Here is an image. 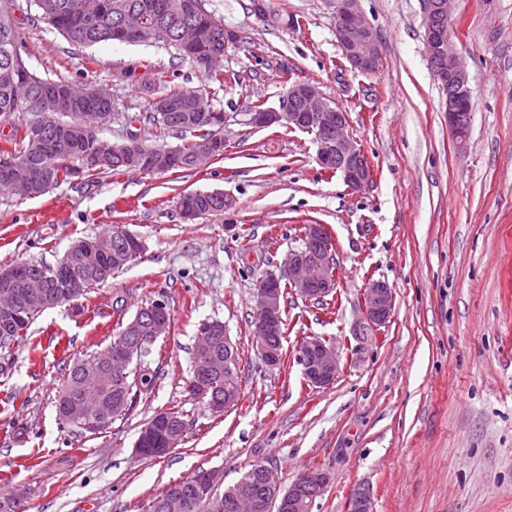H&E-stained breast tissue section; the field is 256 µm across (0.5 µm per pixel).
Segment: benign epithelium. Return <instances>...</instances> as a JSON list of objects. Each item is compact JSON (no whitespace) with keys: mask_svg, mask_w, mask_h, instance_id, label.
<instances>
[{"mask_svg":"<svg viewBox=\"0 0 512 512\" xmlns=\"http://www.w3.org/2000/svg\"><path fill=\"white\" fill-rule=\"evenodd\" d=\"M357 0H335L336 40L342 58L350 68L362 73L376 70L381 59V47L377 33L371 22L356 8ZM451 0H421L423 25L425 28L426 53L435 77L448 95V127L460 140L466 138L470 125L471 89L463 61L448 50L450 40ZM141 39H161L165 33L156 26H148L138 16L126 15L120 25L112 31V36L124 39L129 35ZM249 124L257 128L286 126L313 135L316 145V158L321 168L332 174L342 175L345 183L353 190H361L372 182L370 164L355 142L346 133L347 115L330 99L319 85L296 81L288 85L283 111L263 109L249 113ZM224 137L209 140L195 158L196 166L213 160ZM324 227L310 225L309 240L301 248L288 253L280 273L265 277L257 283L259 317L261 323H273L278 316V303L274 289L285 280L305 298L322 299L335 288L330 246L321 243ZM365 319L373 325H382L389 318L393 306L391 288L383 281L369 284L364 293ZM166 303L152 302L146 311L155 318L154 336L166 335V322L161 318ZM300 365L307 382L315 387L331 384L340 371V359L335 348L318 337H309L299 346ZM219 373L218 366L211 362L208 353L203 362L195 368L191 380L195 399L208 396L210 381ZM70 415L88 421L86 431L101 430L89 420L105 421L110 410L103 405L91 416L78 406L70 410ZM329 477L322 470H312L295 480V485L308 488L318 494L326 488Z\"/></svg>","mask_w":512,"mask_h":512,"instance_id":"benign-epithelium-1","label":"benign epithelium"}]
</instances>
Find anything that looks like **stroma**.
Returning a JSON list of instances; mask_svg holds the SVG:
<instances>
[{"instance_id":"1","label":"stroma","mask_w":512,"mask_h":512,"mask_svg":"<svg viewBox=\"0 0 512 512\" xmlns=\"http://www.w3.org/2000/svg\"><path fill=\"white\" fill-rule=\"evenodd\" d=\"M268 4L295 24L257 17L251 0H206L240 36L223 67L241 79L221 88L174 50L78 46L33 13L13 14L32 72L112 92L104 140L191 141L143 119L144 92L163 75L226 116L223 158L179 176L100 174L38 197L0 195L2 267L55 264L73 240L115 227L145 245L107 283L44 311L23 341L0 349V499L20 496L16 512H145L197 470L218 471L229 488L256 463L283 485L328 472L311 512H351L361 488L372 512H512V0L451 4V45L472 91L462 145L427 58L420 0H358L382 50L368 74L338 66L333 0ZM256 44L266 48L257 57ZM291 79L317 81L346 112L373 170L364 190L321 169L312 135L249 124L253 102L281 110ZM198 191L223 192L224 212L182 220L179 196ZM309 224L331 236L337 286L321 305L288 293L284 362L271 367L256 345V283L301 246ZM374 280L394 293L379 327L363 313ZM155 300L173 320L142 361L153 389L99 433L61 424L54 398L73 359L109 344ZM205 320L222 321L238 349L240 397L220 415L187 388ZM310 336L340 355L325 387L308 384L297 360ZM173 406L184 442L137 457L144 424Z\"/></svg>"}]
</instances>
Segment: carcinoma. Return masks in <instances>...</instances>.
Returning a JSON list of instances; mask_svg holds the SVG:
<instances>
[{
	"label": "carcinoma",
	"instance_id": "carcinoma-1",
	"mask_svg": "<svg viewBox=\"0 0 512 512\" xmlns=\"http://www.w3.org/2000/svg\"><path fill=\"white\" fill-rule=\"evenodd\" d=\"M73 2L75 0H28L29 6L36 8L39 20L79 46L111 41L112 27L127 12L142 14L150 25L166 27V37L158 40V43L184 57L190 56V53L180 46L179 32L184 21L192 18L193 11L204 14L202 20L206 28L214 32L224 30V23L204 8L203 0H80L83 3L80 11L73 9ZM18 8L20 4L17 0H0V119L8 121L18 114L25 115V118L20 125L13 127V133L7 139L10 147H1L0 157L17 156L20 167L14 174L22 175L36 184V195L39 196L49 187L70 181L84 172L80 165L82 157L96 143L87 136L85 129H96L112 107L93 98L85 84L41 78L28 69L21 54L19 33L12 19V12ZM21 84L28 88L29 98L49 100L53 106L45 107L41 112L30 111L19 96L18 87ZM149 96V115L146 119L150 124L171 132L192 133L194 139L175 148L169 155L156 153L153 147L142 144L136 148L135 156L113 157L94 168V171L121 174L136 170L149 174H174L196 168L193 157L198 142L215 137L218 130V127L199 119V113L204 111L201 95L195 91L165 86L161 92L150 90ZM39 119L48 129V135L41 142L33 138L30 132L31 124ZM57 139L69 142L70 162L54 158L53 143ZM184 199L202 215L224 211L221 202L211 192L188 194ZM108 238L116 244L110 253L90 249L88 244L93 239L86 238L79 240L80 251L65 253L54 266L37 262H19L9 266L14 274L15 307L20 309L22 318L16 320L0 313L1 349H8L23 340L35 316L47 309L46 302L25 288L29 277H42L46 284L44 293L63 305L104 283L135 258L131 245L126 242V232L116 229L108 234ZM75 277L80 278L83 284L78 290L69 287L70 280ZM284 334L285 323L280 319L265 331V339L270 346L281 351ZM150 346L151 343L147 342L143 346L131 347L125 340L117 338L105 351L77 360L57 395L59 419L69 422L67 407L93 401L112 406L113 418L127 414L133 403L132 393L151 389L155 376L144 369L130 370L124 382L115 386L99 380L95 370L105 352L130 364L149 354ZM230 367L232 379H227L222 373L215 379V387L224 397L231 391L240 392L238 357H233ZM219 483L215 473L210 471H200L189 480L173 482L150 501L148 512H161V503L172 495L185 500L186 512H238L233 504L237 503L242 487L247 486L254 492H266L265 476L259 465L253 466L226 491L220 488Z\"/></svg>",
	"mask_w": 512,
	"mask_h": 512
}]
</instances>
